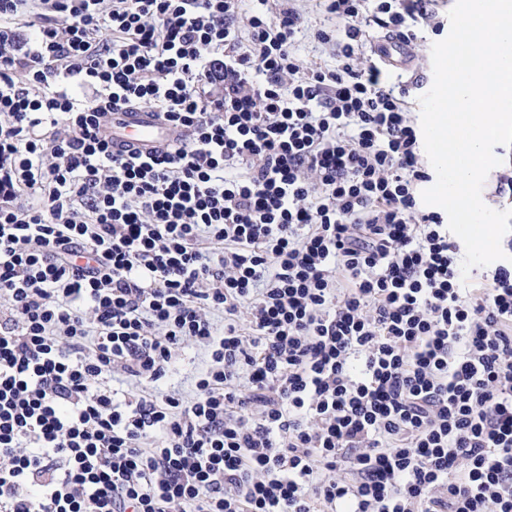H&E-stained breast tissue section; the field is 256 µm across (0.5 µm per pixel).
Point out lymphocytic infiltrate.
Returning <instances> with one entry per match:
<instances>
[{
	"instance_id": "lymphocytic-infiltrate-1",
	"label": "lymphocytic infiltrate",
	"mask_w": 512,
	"mask_h": 512,
	"mask_svg": "<svg viewBox=\"0 0 512 512\" xmlns=\"http://www.w3.org/2000/svg\"><path fill=\"white\" fill-rule=\"evenodd\" d=\"M433 2L0 0V512H512V263L463 284L368 45ZM296 53L299 58L300 73H306L316 66L331 64L333 59L330 56V50L311 42L309 39H303L297 47ZM108 130L114 145L143 153H152L182 138L179 132L163 123L156 112L139 109L112 112L109 116ZM205 367V358L194 349H186L170 367L167 377L160 383L163 392H176L188 396L191 381Z\"/></svg>"
}]
</instances>
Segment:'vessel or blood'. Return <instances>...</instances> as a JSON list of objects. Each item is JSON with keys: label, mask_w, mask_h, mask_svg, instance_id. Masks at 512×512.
I'll list each match as a JSON object with an SVG mask.
<instances>
[{"label": "vessel or blood", "mask_w": 512, "mask_h": 512, "mask_svg": "<svg viewBox=\"0 0 512 512\" xmlns=\"http://www.w3.org/2000/svg\"><path fill=\"white\" fill-rule=\"evenodd\" d=\"M108 130L114 145L143 153L177 142L181 135L163 123L156 113L139 109H123L112 112Z\"/></svg>", "instance_id": "obj_1"}]
</instances>
